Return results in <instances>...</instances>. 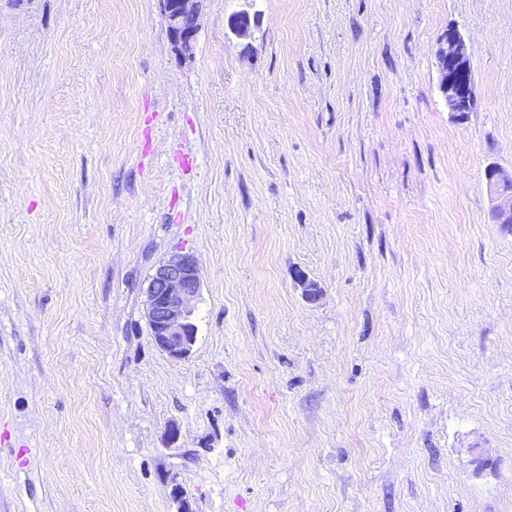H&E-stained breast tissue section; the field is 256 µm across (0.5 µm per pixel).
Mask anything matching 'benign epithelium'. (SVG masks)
Returning <instances> with one entry per match:
<instances>
[{
  "label": "benign epithelium",
  "mask_w": 512,
  "mask_h": 512,
  "mask_svg": "<svg viewBox=\"0 0 512 512\" xmlns=\"http://www.w3.org/2000/svg\"><path fill=\"white\" fill-rule=\"evenodd\" d=\"M206 0H160L168 21V34L179 59L193 57L199 18ZM255 18L246 10L227 19L230 31L246 38ZM439 90L451 112H466L471 106L470 86L462 80L470 70L465 40L454 30L438 41L436 50ZM486 181L492 197L495 224L512 225V171L491 166ZM200 292L197 262L189 252H178L160 261L146 288L145 317L156 346L173 359L190 356L196 344L194 304Z\"/></svg>",
  "instance_id": "benign-epithelium-1"
}]
</instances>
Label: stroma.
Masks as SVG:
<instances>
[{
	"instance_id": "obj_1",
	"label": "stroma",
	"mask_w": 512,
	"mask_h": 512,
	"mask_svg": "<svg viewBox=\"0 0 512 512\" xmlns=\"http://www.w3.org/2000/svg\"><path fill=\"white\" fill-rule=\"evenodd\" d=\"M167 28L0 0V512H512V0H207L183 61ZM176 252L184 360L143 308ZM439 90L449 111L466 112L471 106L470 86L462 80L470 70V58L465 40L448 30L438 41L436 50ZM486 181L492 197V219L496 224L512 225V171L491 166L486 171ZM199 292L197 262L188 252L160 261L150 277L146 321L156 346L173 359L188 358L196 344L193 301Z\"/></svg>"
}]
</instances>
